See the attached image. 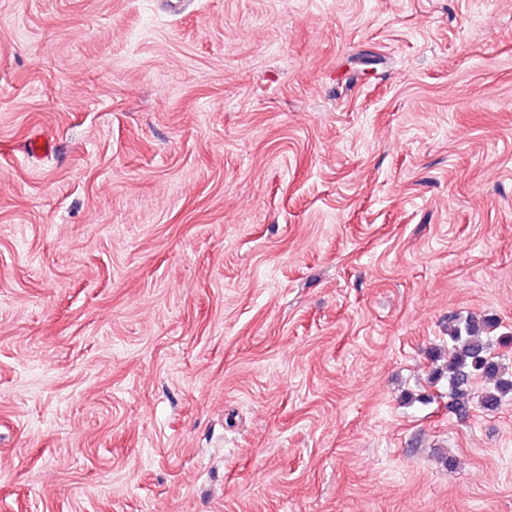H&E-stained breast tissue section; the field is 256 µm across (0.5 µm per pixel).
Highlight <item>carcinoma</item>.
Instances as JSON below:
<instances>
[{
  "instance_id": "carcinoma-1",
  "label": "carcinoma",
  "mask_w": 512,
  "mask_h": 512,
  "mask_svg": "<svg viewBox=\"0 0 512 512\" xmlns=\"http://www.w3.org/2000/svg\"><path fill=\"white\" fill-rule=\"evenodd\" d=\"M497 322L491 318L469 319L449 326L452 349L448 351L445 365L448 374V397L458 412L468 411L471 402V383L478 377L494 380L491 389L481 395V406L493 411L503 398L512 393V377L500 373L490 344L484 339V333L495 327Z\"/></svg>"
}]
</instances>
